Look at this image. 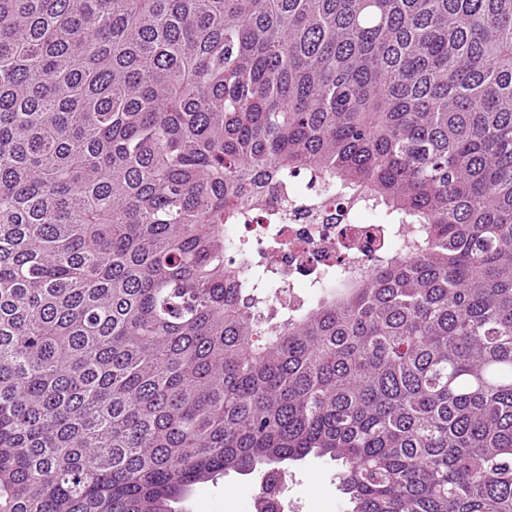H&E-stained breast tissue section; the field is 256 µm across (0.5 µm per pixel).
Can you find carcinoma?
Masks as SVG:
<instances>
[{
	"label": "carcinoma",
	"mask_w": 512,
	"mask_h": 512,
	"mask_svg": "<svg viewBox=\"0 0 512 512\" xmlns=\"http://www.w3.org/2000/svg\"><path fill=\"white\" fill-rule=\"evenodd\" d=\"M268 174L385 231L273 326ZM309 455L512 512V0H0V512Z\"/></svg>",
	"instance_id": "obj_1"
}]
</instances>
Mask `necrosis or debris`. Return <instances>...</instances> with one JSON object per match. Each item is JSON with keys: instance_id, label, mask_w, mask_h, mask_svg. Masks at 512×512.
<instances>
[{"instance_id": "4bbe7bcc", "label": "necrosis or debris", "mask_w": 512, "mask_h": 512, "mask_svg": "<svg viewBox=\"0 0 512 512\" xmlns=\"http://www.w3.org/2000/svg\"><path fill=\"white\" fill-rule=\"evenodd\" d=\"M262 212L250 223L228 225L226 239L274 241L268 254L278 278L276 299L298 284L324 278L339 265L363 270L370 238H382L380 225L358 221L356 212L327 197L316 205H300L282 194L275 183L262 182Z\"/></svg>"}]
</instances>
